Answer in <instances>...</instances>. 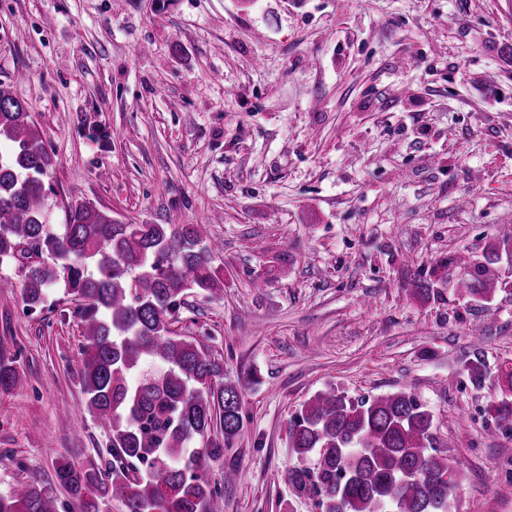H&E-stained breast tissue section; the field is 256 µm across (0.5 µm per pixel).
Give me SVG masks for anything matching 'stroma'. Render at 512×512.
<instances>
[{
  "label": "stroma",
  "instance_id": "35a3bbf8",
  "mask_svg": "<svg viewBox=\"0 0 512 512\" xmlns=\"http://www.w3.org/2000/svg\"><path fill=\"white\" fill-rule=\"evenodd\" d=\"M0 83L54 154V231L85 202L221 242L223 297L187 295L173 329L242 396V431L204 468L224 512H317L285 478L287 429L329 385L414 394L459 472L449 512H512V424L493 410L512 267L475 300L454 261L512 233V0H0ZM434 267L445 283L419 301L411 279ZM0 279V363L26 377L0 390V492L36 483L75 512L54 461L113 460L78 302L59 283L30 314L24 269Z\"/></svg>",
  "mask_w": 512,
  "mask_h": 512
}]
</instances>
